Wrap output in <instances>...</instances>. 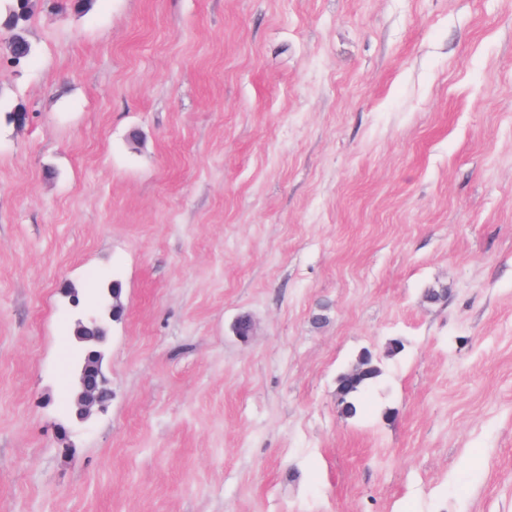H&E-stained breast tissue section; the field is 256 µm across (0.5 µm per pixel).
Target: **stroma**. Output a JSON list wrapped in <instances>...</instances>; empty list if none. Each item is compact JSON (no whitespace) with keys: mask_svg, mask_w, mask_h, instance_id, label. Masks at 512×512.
I'll return each instance as SVG.
<instances>
[{"mask_svg":"<svg viewBox=\"0 0 512 512\" xmlns=\"http://www.w3.org/2000/svg\"><path fill=\"white\" fill-rule=\"evenodd\" d=\"M24 34L0 512H512V0H35ZM114 280L81 423L69 293ZM360 365L363 373L358 377H350L352 370ZM380 368L375 364L369 353L361 354L357 364L338 378V387L341 396H338V402L341 412L346 417H356L364 408L365 396L371 387L380 377ZM79 382L82 388L76 397V414L78 419H85L94 406H100L99 409L106 406L112 400V387L105 375L102 364L99 360H91L90 354L86 356L85 362L81 368ZM105 399L101 402L100 396Z\"/></svg>","mask_w":512,"mask_h":512,"instance_id":"obj_1","label":"stroma"}]
</instances>
